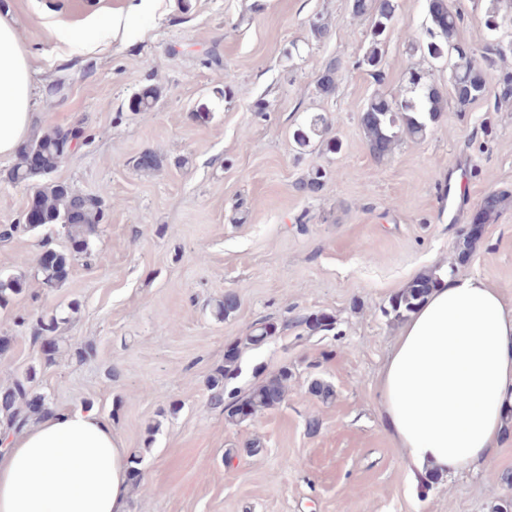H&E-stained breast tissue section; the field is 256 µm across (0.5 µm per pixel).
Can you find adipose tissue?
Here are the masks:
<instances>
[{"label": "adipose tissue", "instance_id": "obj_1", "mask_svg": "<svg viewBox=\"0 0 512 512\" xmlns=\"http://www.w3.org/2000/svg\"><path fill=\"white\" fill-rule=\"evenodd\" d=\"M32 70L0 16V157L32 128ZM378 404L407 466L489 469L512 410V301L484 277L456 275L402 326ZM128 450L112 417L78 405L0 439V512H127Z\"/></svg>", "mask_w": 512, "mask_h": 512}]
</instances>
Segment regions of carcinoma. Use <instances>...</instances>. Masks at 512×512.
Returning <instances> with one entry per match:
<instances>
[{"mask_svg":"<svg viewBox=\"0 0 512 512\" xmlns=\"http://www.w3.org/2000/svg\"><path fill=\"white\" fill-rule=\"evenodd\" d=\"M483 2L485 25L489 30L495 31L507 24V19L500 13V0ZM351 10L354 16L371 20V45L363 63L373 69L374 77L380 82L383 80L379 69L381 43L396 17L397 0H352ZM427 17V37L416 46V50L433 62H447L448 84L456 105L463 110L485 96L487 71L506 55V48L501 41L494 39L477 53L472 47L461 43L459 29L463 18L459 11L449 6L448 0H428ZM341 68L342 62L338 59H332L325 65L316 80L322 93L335 91L336 75ZM408 83L414 96L396 99L376 94L361 113L360 122L369 150L379 162L392 156L401 138L423 139L429 124L435 122L443 112L444 95L438 87L428 83L425 74L410 73ZM497 98L505 103L512 100V71L501 73ZM158 101V90L148 86L134 97L131 110L149 112ZM326 129V118L315 114L293 132V139L300 148L305 149L313 140L323 137ZM71 135L82 138L84 132L79 126L56 127L23 144L20 148L21 163L12 171V179L28 183L35 176L53 172L62 163L65 155L63 142ZM325 178L326 172L316 168L301 181L300 190L315 194L321 190ZM510 203L512 196L508 193L491 192L481 200L474 219L482 224H492ZM103 207L100 196L76 195L63 183L31 186V208L42 215L43 225H63L71 244L67 252L55 250L49 259L37 260V272L43 284L48 287L62 284L71 260L90 254V236L96 233L103 219ZM478 241L479 237L462 233L456 246L457 260L467 259ZM438 281V274L434 271L417 276L391 298L385 314L398 321L407 319L425 301ZM22 291L20 279L0 280V305L8 303L11 296ZM299 323L314 333L333 330L335 320L327 314H310L302 317ZM58 330L57 318L41 317L31 336L32 343L43 342ZM238 360L239 350L234 349L225 356L224 368L208 380L210 405L224 410L225 418L231 423L245 422L259 412L279 405L291 377L288 368L284 367L240 397L237 390L227 389L228 381L234 379L238 372ZM32 380L33 376L29 374L0 390V421L14 432L26 429L31 415L47 412L45 398L31 391Z\"/></svg>","mask_w":512,"mask_h":512,"instance_id":"cac0c4a2","label":"carcinoma"}]
</instances>
